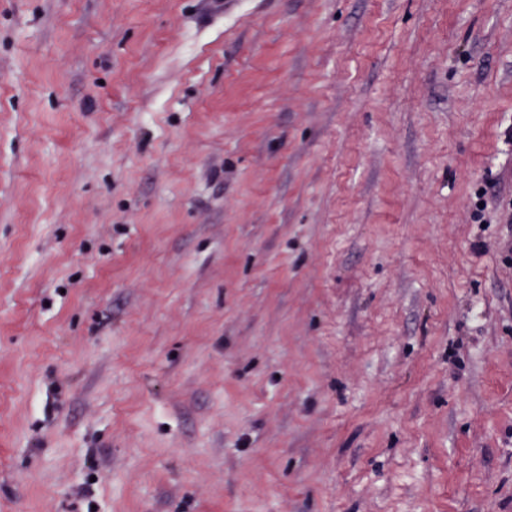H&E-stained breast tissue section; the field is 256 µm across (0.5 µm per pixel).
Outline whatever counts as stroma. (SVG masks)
<instances>
[{
    "mask_svg": "<svg viewBox=\"0 0 512 512\" xmlns=\"http://www.w3.org/2000/svg\"><path fill=\"white\" fill-rule=\"evenodd\" d=\"M512 0H0V512H512Z\"/></svg>",
    "mask_w": 512,
    "mask_h": 512,
    "instance_id": "35a3bbf8",
    "label": "stroma"
}]
</instances>
